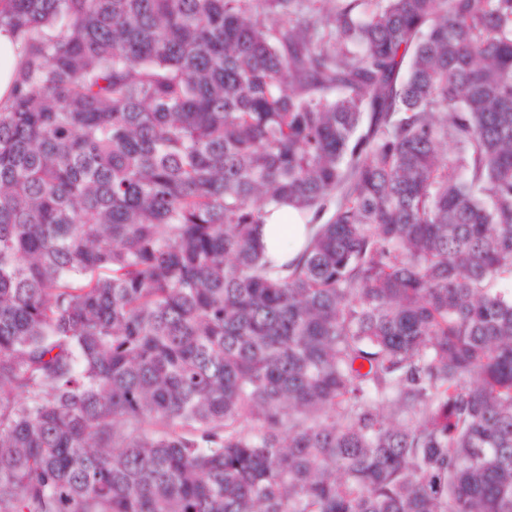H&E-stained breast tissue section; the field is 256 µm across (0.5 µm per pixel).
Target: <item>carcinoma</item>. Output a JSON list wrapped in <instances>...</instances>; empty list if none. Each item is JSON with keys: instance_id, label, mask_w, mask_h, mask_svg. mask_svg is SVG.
Here are the masks:
<instances>
[{"instance_id": "carcinoma-1", "label": "carcinoma", "mask_w": 512, "mask_h": 512, "mask_svg": "<svg viewBox=\"0 0 512 512\" xmlns=\"http://www.w3.org/2000/svg\"><path fill=\"white\" fill-rule=\"evenodd\" d=\"M4 25L0 512H512V0ZM21 42L7 26H0V103L9 104V96L21 64ZM292 212L287 207L272 210L266 217L265 224L258 227L266 255L278 264L295 258L306 242V225L297 224L290 215Z\"/></svg>"}]
</instances>
